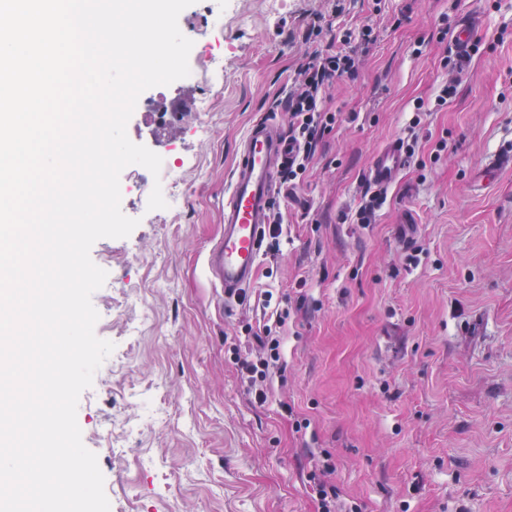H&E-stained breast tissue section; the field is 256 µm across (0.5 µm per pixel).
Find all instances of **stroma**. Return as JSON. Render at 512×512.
I'll use <instances>...</instances> for the list:
<instances>
[{"label": "stroma", "mask_w": 512, "mask_h": 512, "mask_svg": "<svg viewBox=\"0 0 512 512\" xmlns=\"http://www.w3.org/2000/svg\"><path fill=\"white\" fill-rule=\"evenodd\" d=\"M211 0L178 25L193 55L223 51L175 95L187 110L163 139L175 154V213L148 211L139 169L120 176L129 237L91 248L108 277L92 295L115 345L82 392L77 422L105 478L110 512H318L312 479L336 487L335 512H512V0ZM476 13L474 61L446 66L458 16ZM318 34H310L312 25ZM375 38L355 77L326 92L336 123L300 183L276 204L245 302L222 306L204 276L224 234V194L239 145L298 78L305 56L343 30ZM456 90L436 101L443 85ZM209 98L211 109L197 102ZM415 151L369 223L366 172L387 141ZM287 310L268 400L253 402L236 357L250 331Z\"/></svg>", "instance_id": "stroma-1"}]
</instances>
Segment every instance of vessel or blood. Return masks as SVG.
I'll return each mask as SVG.
<instances>
[{"label":"vessel or blood","mask_w":512,"mask_h":512,"mask_svg":"<svg viewBox=\"0 0 512 512\" xmlns=\"http://www.w3.org/2000/svg\"><path fill=\"white\" fill-rule=\"evenodd\" d=\"M475 27L460 20L451 35L455 59L468 67ZM294 155L278 123L255 124L241 144L239 159L224 199V234L207 252L204 268L224 290L225 303L246 293L263 253L264 231L277 191V176ZM407 165L404 146L388 141L373 156L368 178L378 187L393 184Z\"/></svg>","instance_id":"1"}]
</instances>
